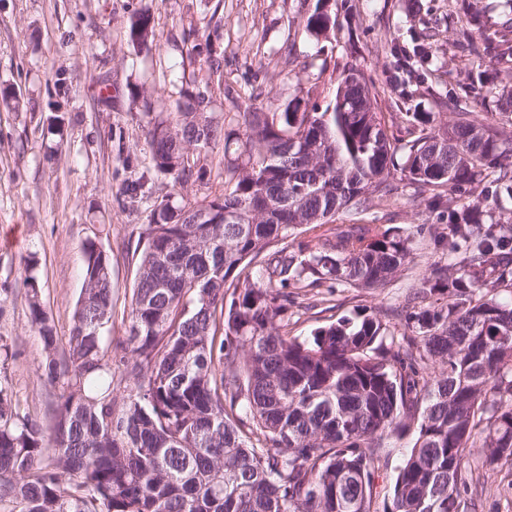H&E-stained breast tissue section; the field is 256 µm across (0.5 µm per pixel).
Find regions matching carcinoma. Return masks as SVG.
Here are the masks:
<instances>
[{
  "instance_id": "1",
  "label": "carcinoma",
  "mask_w": 512,
  "mask_h": 512,
  "mask_svg": "<svg viewBox=\"0 0 512 512\" xmlns=\"http://www.w3.org/2000/svg\"><path fill=\"white\" fill-rule=\"evenodd\" d=\"M466 12L463 77L431 82L428 28L392 50L393 87L455 109L438 128L428 112L378 111L375 83L351 67L323 108L236 98L238 130H226L210 112L224 55L195 39L192 81L147 121L149 169L180 201H155L140 233L126 341L103 344V246L85 247L88 288L65 341L25 277L41 369L60 392L48 434L0 383V512H378L382 441L412 428L384 512H461L474 450L512 461V0L491 33ZM330 23L318 5L302 30L319 37ZM129 35L150 47L148 11L130 16ZM233 136L222 190L185 198ZM396 180L447 219L430 240L449 265L419 278L414 299L450 302L412 306L418 331L396 351L377 316L290 335L297 290H378L408 269L400 228L359 218Z\"/></svg>"
}]
</instances>
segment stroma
<instances>
[{
  "label": "stroma",
  "mask_w": 512,
  "mask_h": 512,
  "mask_svg": "<svg viewBox=\"0 0 512 512\" xmlns=\"http://www.w3.org/2000/svg\"><path fill=\"white\" fill-rule=\"evenodd\" d=\"M316 0H0V337L13 357L6 377L21 412L50 428L57 391L42 370V345L27 317L28 262L58 336H67L83 287L84 248L102 244L112 256V322L106 345L125 340L134 283V246L150 221L151 205L171 191L167 180L148 172L147 115L169 112L173 96L193 67L183 37L189 26L205 29L212 14L224 17V84L238 94L265 89L266 106L289 100L326 104L330 77L358 66L377 87L387 88L396 71L389 47L406 41L409 29L435 27L438 62L460 67L452 46L463 0H330L336 27L320 40L298 35L300 20ZM147 10L155 19L151 51L134 47L130 15ZM296 43L295 78L281 70L288 41ZM147 90L139 98L138 90ZM144 178L145 196L123 203L128 181ZM364 221L400 227L414 260L392 286L361 292L320 289V307L307 309L298 296L291 310V335L305 339L340 318L391 315L403 333L402 313L419 274L447 258L428 244L439 224L437 211L407 182L374 203ZM413 433L389 438L376 480L384 499ZM471 467L478 495L465 512H512V463L488 464L475 452Z\"/></svg>",
  "instance_id": "35a3bbf8"
}]
</instances>
